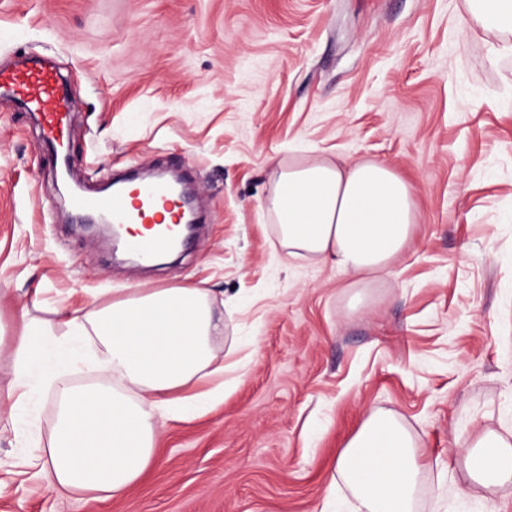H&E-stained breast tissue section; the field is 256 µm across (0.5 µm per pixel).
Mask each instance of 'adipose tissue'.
<instances>
[{"label":"adipose tissue","instance_id":"ef3b65f1","mask_svg":"<svg viewBox=\"0 0 512 512\" xmlns=\"http://www.w3.org/2000/svg\"><path fill=\"white\" fill-rule=\"evenodd\" d=\"M476 24L505 30L490 59L512 56V0H468ZM267 210L280 245L294 257L328 261L346 272L385 267L411 242L416 209L409 185L391 168L363 161L276 164ZM57 335L27 321L11 337L13 378L0 398V434L16 440L37 424L19 410L56 387L52 357L93 344L88 366L112 384L57 387L55 427L24 463L51 490L97 500L123 496L155 462L158 424L186 419L223 401L228 375L243 361L216 364L218 331L210 292L197 284L130 289L128 297L68 314ZM472 483L512 482V440L494 432L462 440ZM422 451L391 414L373 411L341 448L336 471L365 512H414Z\"/></svg>","mask_w":512,"mask_h":512}]
</instances>
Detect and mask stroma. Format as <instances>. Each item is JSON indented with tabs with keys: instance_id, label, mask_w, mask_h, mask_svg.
I'll list each match as a JSON object with an SVG mask.
<instances>
[{
	"instance_id": "35a3bbf8",
	"label": "stroma",
	"mask_w": 512,
	"mask_h": 512,
	"mask_svg": "<svg viewBox=\"0 0 512 512\" xmlns=\"http://www.w3.org/2000/svg\"><path fill=\"white\" fill-rule=\"evenodd\" d=\"M496 38L465 0H0V67L47 59L68 81L83 190L173 170L205 216L173 263L116 261L0 98V331L196 283L219 356L249 359L211 412L159 423L155 465L118 499L59 498L0 436V512H321L372 410L423 452L416 512H512V482L471 485L455 445L512 435V56L489 61ZM318 159L409 183L415 235L386 267L280 247L271 163Z\"/></svg>"
}]
</instances>
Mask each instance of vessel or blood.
Segmentation results:
<instances>
[{
  "label": "vessel or blood",
  "mask_w": 512,
  "mask_h": 512,
  "mask_svg": "<svg viewBox=\"0 0 512 512\" xmlns=\"http://www.w3.org/2000/svg\"><path fill=\"white\" fill-rule=\"evenodd\" d=\"M0 96L19 99L26 109L41 118L42 142L61 152L69 134L73 112L72 100L61 91V78L46 64L0 69ZM73 207L79 211L107 212L116 224H144L152 227L150 235L132 241V250L145 261L170 244L168 225L179 224V199L162 179L134 182L109 193L74 196Z\"/></svg>",
  "instance_id": "1"
}]
</instances>
